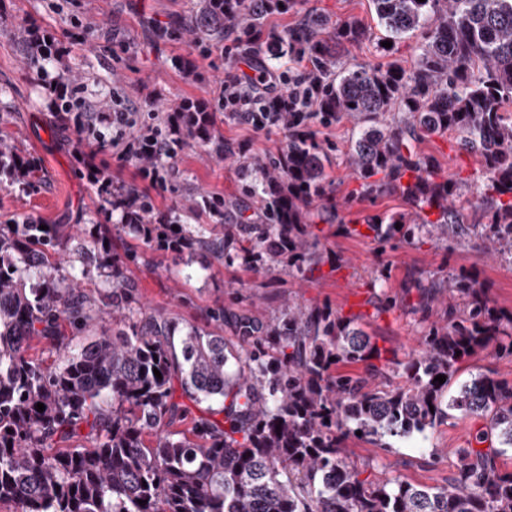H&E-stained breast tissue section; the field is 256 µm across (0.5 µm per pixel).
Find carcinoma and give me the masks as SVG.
I'll use <instances>...</instances> for the list:
<instances>
[{"mask_svg": "<svg viewBox=\"0 0 512 512\" xmlns=\"http://www.w3.org/2000/svg\"><path fill=\"white\" fill-rule=\"evenodd\" d=\"M372 2L385 40L416 38L411 68L397 60L338 66L340 47L368 36L358 19L314 14L268 41L271 19L295 0H203L167 35L201 43L243 18V47L263 48L268 62L308 61L311 113L323 124L353 122L346 156L360 180L357 195H398L415 209L365 217L379 240L451 243L466 234L456 207L465 183L415 148L456 135L480 159L472 187L488 218L480 229L487 253L512 259V0ZM307 118L288 113L286 148L240 165L237 194L197 205L224 213L222 231L189 230L177 218L154 224L148 202L139 223L125 228L149 245L203 249L226 266L286 262L307 278L321 253L306 216L328 199L330 162ZM184 135L221 156L235 154L213 140L207 115L187 113ZM2 174L29 186L38 168L0 136ZM74 238L71 224H0V505L13 512H512V471L495 462L512 451V383L479 372L450 393L478 352L493 345L512 356V312L495 308L475 276L404 285L416 289L422 319L436 303L444 308L420 348L396 362L404 384L387 390L370 384L385 356L360 315L289 300L269 319L214 312L213 321L232 326L234 344L137 305L126 275L135 255L113 254L103 237L83 251L81 276L62 273L53 255ZM94 273L108 285L97 300L79 284ZM123 310L127 324L114 332L110 320ZM86 331L95 336L71 351L70 335ZM35 340L63 354L61 364L31 357ZM356 362L368 375L335 371ZM438 375L446 381H434ZM458 415L487 419L499 447L454 449L458 463L446 486L369 473L351 459L348 441L358 431L389 448ZM187 420L189 429H177Z\"/></svg>", "mask_w": 512, "mask_h": 512, "instance_id": "carcinoma-1", "label": "carcinoma"}]
</instances>
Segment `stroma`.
<instances>
[{
	"instance_id": "35a3bbf8",
	"label": "stroma",
	"mask_w": 512,
	"mask_h": 512,
	"mask_svg": "<svg viewBox=\"0 0 512 512\" xmlns=\"http://www.w3.org/2000/svg\"><path fill=\"white\" fill-rule=\"evenodd\" d=\"M199 5L200 0H0V132L11 137L18 153L39 159L41 167L32 187L0 185V224L27 219L76 225L78 235L63 260L67 268L79 265V249L87 245L91 232L108 227L113 252L137 257L127 274L137 285L141 303L201 327H212L210 315L220 308L267 318L288 298L309 306L326 303L345 314L363 313L366 330L378 346L402 360L418 349L428 328L413 309L416 295L403 288L407 277L474 269L496 307L512 311V259L490 256L480 235L456 244L428 240L412 245L398 237L381 244L369 232L344 233L343 225L364 216L404 212L408 206L396 195L352 198L359 183L340 154L332 155L326 168L337 221H314L312 230L325 247V261L308 279L292 277L283 263L226 266L205 252L188 262L126 234L120 211L102 208L95 187L80 174L73 157L76 136L52 117L37 72L42 69L52 77L64 73L82 84L91 100L108 101L116 94L154 97L157 120L166 122L172 106L182 100L213 98L225 73L236 68L233 59L224 56L222 44L211 45L206 58L192 37L157 36V29L195 14ZM315 13L339 21L359 19L369 26L367 39L341 48V65L382 66L395 59L412 65L415 38L385 49L370 0H296L294 9L276 18L274 26L284 33ZM32 17L68 46L65 60H48L40 68L30 63L27 24ZM85 25L94 27L96 34L83 44L75 35ZM211 127L225 142H248L252 156L278 152L288 143L287 132L257 135L219 111L212 113ZM420 149L437 158L445 172L462 178L473 177L479 169L476 158L458 151L453 137H433ZM99 158L110 165L114 187L148 194L158 216H185L192 201L221 198L238 188L236 158H219L211 147L196 143L164 159L165 178L154 187L140 177L137 160L117 159L111 140H104ZM487 427L482 418H456L388 448L357 439L348 446L352 458L373 471L385 468L411 484L433 487L455 471V449L467 447ZM433 448L441 449V456L430 457Z\"/></svg>"
}]
</instances>
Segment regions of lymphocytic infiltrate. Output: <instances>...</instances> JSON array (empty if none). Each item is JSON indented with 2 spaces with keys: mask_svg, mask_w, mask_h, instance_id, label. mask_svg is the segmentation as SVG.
I'll use <instances>...</instances> for the list:
<instances>
[{
  "mask_svg": "<svg viewBox=\"0 0 512 512\" xmlns=\"http://www.w3.org/2000/svg\"><path fill=\"white\" fill-rule=\"evenodd\" d=\"M237 58L247 66V74L227 73L218 97L201 102L202 111L232 113L254 132L267 133L281 128V113L309 109L313 90L305 78L258 67L246 48L238 52ZM43 87L52 114L63 126L73 129L78 143L74 159L85 168L94 186L102 184L93 162L97 147L92 136L97 127L112 128V145L123 159L147 163L156 156L172 158L183 145L176 117H169L162 127L139 125L141 115L151 111L152 100H131L111 108L86 100L82 86L73 82L47 81Z\"/></svg>",
  "mask_w": 512,
  "mask_h": 512,
  "instance_id": "1",
  "label": "lymphocytic infiltrate"
}]
</instances>
